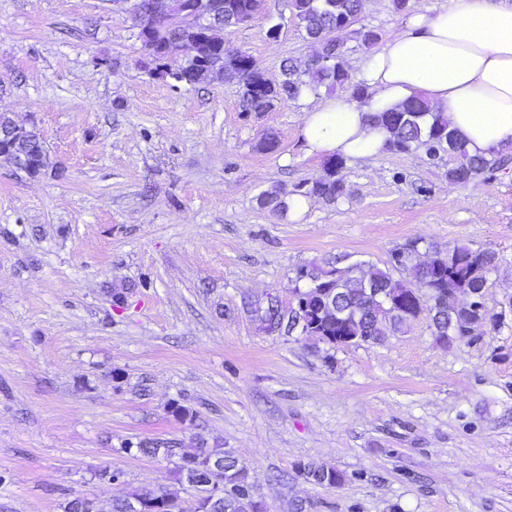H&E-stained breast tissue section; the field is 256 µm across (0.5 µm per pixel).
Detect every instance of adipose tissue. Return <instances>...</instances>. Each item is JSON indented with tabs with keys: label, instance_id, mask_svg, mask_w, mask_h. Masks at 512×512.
I'll use <instances>...</instances> for the list:
<instances>
[{
	"label": "adipose tissue",
	"instance_id": "ef3b65f1",
	"mask_svg": "<svg viewBox=\"0 0 512 512\" xmlns=\"http://www.w3.org/2000/svg\"><path fill=\"white\" fill-rule=\"evenodd\" d=\"M355 81L362 97L333 95L308 110L309 153L364 157L390 137L375 115L424 98L469 155L512 150V0L417 7L373 48Z\"/></svg>",
	"mask_w": 512,
	"mask_h": 512
}]
</instances>
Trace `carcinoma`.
<instances>
[{"label": "carcinoma", "mask_w": 512, "mask_h": 512, "mask_svg": "<svg viewBox=\"0 0 512 512\" xmlns=\"http://www.w3.org/2000/svg\"><path fill=\"white\" fill-rule=\"evenodd\" d=\"M198 4L208 14V25L202 35L176 21L157 23L147 11L135 19L145 50L160 56V75L164 76L171 70L186 84L202 83L214 77L234 81L239 86V106L246 113L267 112L319 87L331 91L347 85L353 89L354 95L363 93L341 65V58L347 50L346 40L354 41L364 50L371 49L378 41V33L374 30L356 27L362 9L361 0H291L293 17L307 38L317 43L321 59L308 62L303 69L298 68L293 59H284L282 78L277 83L262 80L253 68L252 56L230 48L224 39L225 32L255 18L260 8L258 0H198ZM183 51L186 52L183 63L172 66L174 59ZM428 113V106L416 100L377 116V121L391 133L386 150L403 154L434 150L448 154L455 159V165L448 169V183L455 186H465L479 176L490 181L512 163L510 151L491 158L468 155L462 141L448 128L447 120L435 115L430 125L422 124ZM14 149L27 156L30 175L40 173L45 153L37 132L24 129ZM343 168V158L333 155L325 162L322 174L303 183V188L308 194L335 202L346 194ZM262 204L280 217L288 214V201L276 189L264 194ZM429 251L432 255L429 266L416 261L419 249L418 242L414 241L404 248L401 264L392 263L383 269L369 268L371 287L387 294L402 288V283L394 279L393 272L401 269L408 272L414 288L421 290L422 304L405 298L395 307V313L384 327H378L374 316L376 300L364 292L358 273L348 266L336 278L335 287L340 289L336 294V308L349 310L352 318L335 323L318 316L316 294L309 290L311 314L307 335L327 336L331 345L336 344L338 336H361L375 343L388 331L399 332L408 327L418 312L430 320L435 335H447L451 324L456 327L457 335H463L473 317H453L455 302L470 291L489 287L495 253L473 250L464 244L444 249L433 246ZM132 449L144 455L161 453L168 459H178L176 473L179 480L199 493L198 512H258L261 508L246 470L230 450L200 448L189 453L174 440L130 442L126 450ZM299 468L309 481L317 485L334 487L343 480L339 471L324 462L310 461L299 465ZM212 481L224 484L223 497L211 499L204 484ZM174 509L172 493L163 489L145 491L112 503V512H174Z\"/></svg>", "instance_id": "1"}]
</instances>
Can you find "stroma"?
<instances>
[{
    "mask_svg": "<svg viewBox=\"0 0 512 512\" xmlns=\"http://www.w3.org/2000/svg\"><path fill=\"white\" fill-rule=\"evenodd\" d=\"M130 7L0 0V114L47 150L36 176L0 159V512L159 488L195 512L172 461L126 452L149 439L231 449L266 512H512V165L461 187L453 157L384 150L347 160L343 198L279 217L262 194L325 165L300 130L326 89L255 115L234 83L149 74ZM228 40L273 82L313 52L289 0ZM419 239L495 251L471 336L441 343L424 317L378 344L265 329L312 266L383 268ZM311 460L343 481L308 482Z\"/></svg>",
    "mask_w": 512,
    "mask_h": 512,
    "instance_id": "1",
    "label": "stroma"
}]
</instances>
